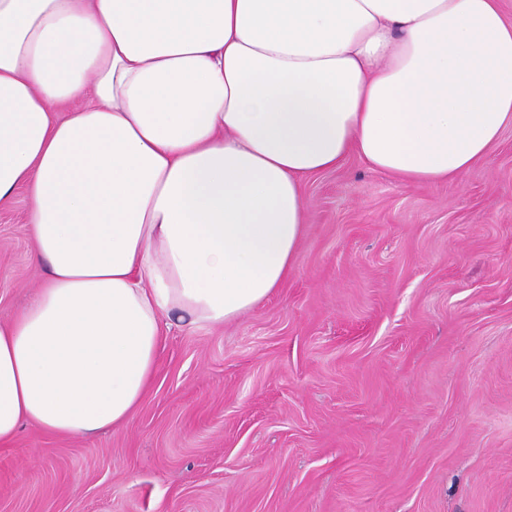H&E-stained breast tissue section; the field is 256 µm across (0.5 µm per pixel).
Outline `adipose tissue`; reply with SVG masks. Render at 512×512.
<instances>
[{"label": "adipose tissue", "instance_id": "adipose-tissue-1", "mask_svg": "<svg viewBox=\"0 0 512 512\" xmlns=\"http://www.w3.org/2000/svg\"><path fill=\"white\" fill-rule=\"evenodd\" d=\"M510 125L502 0H0V201L45 270L0 324V447L126 426L172 327L282 287L308 178L448 181Z\"/></svg>", "mask_w": 512, "mask_h": 512}]
</instances>
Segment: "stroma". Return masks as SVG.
<instances>
[{
  "label": "stroma",
  "mask_w": 512,
  "mask_h": 512,
  "mask_svg": "<svg viewBox=\"0 0 512 512\" xmlns=\"http://www.w3.org/2000/svg\"><path fill=\"white\" fill-rule=\"evenodd\" d=\"M304 199L282 288L169 331L127 426H22L0 512H512V126L455 181L351 155ZM28 222L0 202V321L43 277Z\"/></svg>",
  "instance_id": "stroma-1"
}]
</instances>
